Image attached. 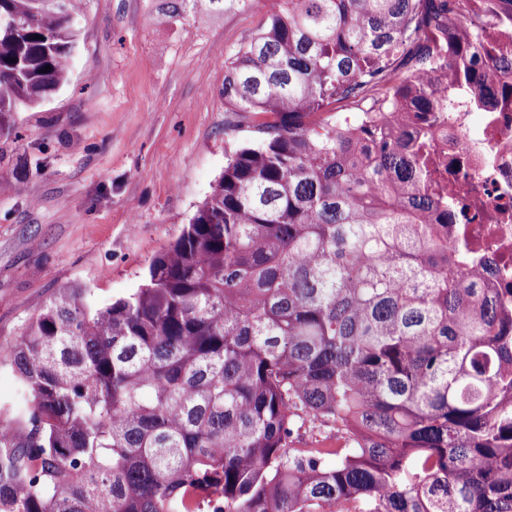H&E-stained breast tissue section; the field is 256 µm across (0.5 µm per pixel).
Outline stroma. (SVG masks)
Listing matches in <instances>:
<instances>
[{
	"label": "stroma",
	"instance_id": "obj_1",
	"mask_svg": "<svg viewBox=\"0 0 512 512\" xmlns=\"http://www.w3.org/2000/svg\"><path fill=\"white\" fill-rule=\"evenodd\" d=\"M159 0H90L71 80L0 138V424L18 428L9 349L57 289L96 305L139 288L188 224L251 118L224 109L227 60L263 22L238 0L202 26L157 22ZM234 127L225 135V127Z\"/></svg>",
	"mask_w": 512,
	"mask_h": 512
}]
</instances>
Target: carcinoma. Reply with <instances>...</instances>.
<instances>
[{"mask_svg": "<svg viewBox=\"0 0 512 512\" xmlns=\"http://www.w3.org/2000/svg\"><path fill=\"white\" fill-rule=\"evenodd\" d=\"M88 0H0V135L69 80ZM484 0H280L227 61L254 117L135 292L61 288L12 345L0 512H512V291L450 254L410 112L512 102ZM512 38V0H494ZM205 23L224 0H167ZM39 38H33V35ZM443 65L455 95L408 69ZM50 67L43 73L41 69ZM393 97L382 121L339 112ZM328 429L339 447L298 448Z\"/></svg>", "mask_w": 512, "mask_h": 512, "instance_id": "obj_1", "label": "carcinoma"}]
</instances>
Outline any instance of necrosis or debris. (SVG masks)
Returning <instances> with one entry per match:
<instances>
[{
	"mask_svg": "<svg viewBox=\"0 0 512 512\" xmlns=\"http://www.w3.org/2000/svg\"><path fill=\"white\" fill-rule=\"evenodd\" d=\"M471 113H435L422 122L411 113L413 135L431 132L436 156L429 187L444 190L455 207L448 227L454 250L478 258L488 287L512 288V105L482 113L478 136H470Z\"/></svg>",
	"mask_w": 512,
	"mask_h": 512,
	"instance_id": "4bbe7bcc",
	"label": "necrosis or debris"
}]
</instances>
